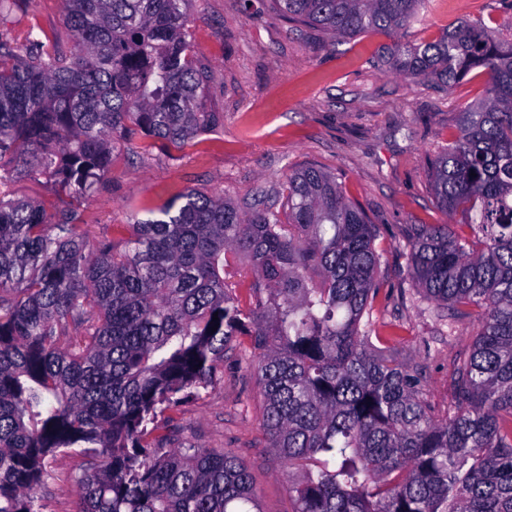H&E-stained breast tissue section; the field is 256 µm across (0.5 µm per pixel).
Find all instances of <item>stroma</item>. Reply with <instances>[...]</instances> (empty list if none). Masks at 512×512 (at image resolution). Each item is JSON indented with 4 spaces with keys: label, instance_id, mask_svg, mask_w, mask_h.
<instances>
[{
    "label": "stroma",
    "instance_id": "35a3bbf8",
    "mask_svg": "<svg viewBox=\"0 0 512 512\" xmlns=\"http://www.w3.org/2000/svg\"><path fill=\"white\" fill-rule=\"evenodd\" d=\"M478 19L498 38L512 40V0H430L410 28L352 39L290 23L270 0H194L188 12L193 53L209 74L203 106L223 120L177 160L145 150L140 141L115 151L110 181L81 207L84 223L143 219L148 208L189 189L241 207L262 189L268 205L284 213L288 169L312 164L339 176L348 198L380 226L381 277L407 281V227L446 220L430 191L428 159L456 132L464 108L482 97L484 77L471 72L446 90L392 70L384 52ZM31 24L56 31L75 48L62 0H28L11 14L6 30L18 51L28 48ZM374 319L380 327L399 325L391 355L419 368L428 399L447 410L452 363L470 349L476 324L436 318L412 291L379 300ZM256 366V353L242 342L225 355L212 386L171 416L181 441L240 459L262 512H295L284 462L263 428ZM90 460L79 448L49 459L40 512H77L74 477Z\"/></svg>",
    "mask_w": 512,
    "mask_h": 512
}]
</instances>
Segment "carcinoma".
<instances>
[{
  "instance_id": "carcinoma-1",
  "label": "carcinoma",
  "mask_w": 512,
  "mask_h": 512,
  "mask_svg": "<svg viewBox=\"0 0 512 512\" xmlns=\"http://www.w3.org/2000/svg\"><path fill=\"white\" fill-rule=\"evenodd\" d=\"M190 0H63L77 43L28 28L0 38V512H38L49 458L104 459L74 477L79 512H261L229 451L176 443L159 414L209 387L250 337L263 427L295 512H512V43L481 20L396 44L387 63L484 96L429 163L436 206L463 224H412L411 287L478 332L451 372L448 411L386 353L381 228L313 165L288 170L287 220L189 190L156 219L83 223L118 144L170 155L215 129L200 105ZM428 0H272L288 21L356 37L411 27ZM20 178L72 200L49 212ZM250 264V307L228 255ZM216 331H211V328ZM381 347H376L373 341Z\"/></svg>"
}]
</instances>
